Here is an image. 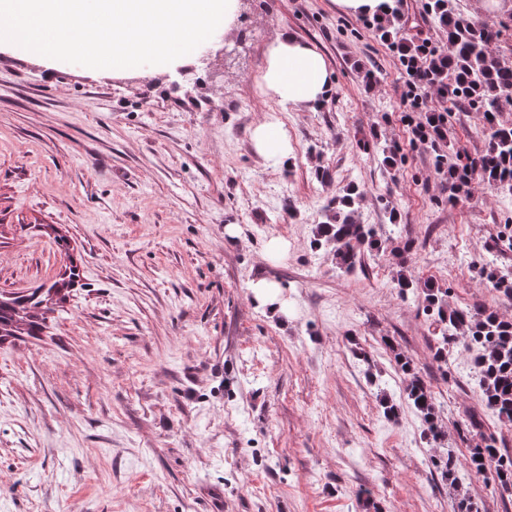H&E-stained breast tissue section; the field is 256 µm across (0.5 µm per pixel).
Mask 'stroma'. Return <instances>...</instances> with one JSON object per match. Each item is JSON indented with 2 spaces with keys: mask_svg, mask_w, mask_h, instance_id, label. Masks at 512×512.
Masks as SVG:
<instances>
[{
  "mask_svg": "<svg viewBox=\"0 0 512 512\" xmlns=\"http://www.w3.org/2000/svg\"><path fill=\"white\" fill-rule=\"evenodd\" d=\"M247 12L246 63L185 92L164 72L0 49V290L79 273L40 335L0 344V512H455L464 496L512 512L467 466L486 433L512 452V425L482 401L466 341L437 362L421 303L391 284L402 262L448 288L449 306L512 321V299L472 271L491 256L512 272V195L477 179L449 202L432 151L409 142L397 54L363 18L334 0ZM283 28L332 72L312 107L283 110L258 86ZM270 117L290 137L282 159L253 147ZM482 127L449 104L451 152L480 153ZM379 136L403 146L399 167L381 164ZM351 182L366 191L361 222L413 240L406 258L387 251L345 274L313 247L324 205ZM273 239L287 255L266 257ZM260 279L287 315L254 303ZM398 352L432 393L438 442L406 399ZM472 418L480 432L466 431ZM447 455L452 481L435 466Z\"/></svg>",
  "mask_w": 512,
  "mask_h": 512,
  "instance_id": "obj_1",
  "label": "stroma"
}]
</instances>
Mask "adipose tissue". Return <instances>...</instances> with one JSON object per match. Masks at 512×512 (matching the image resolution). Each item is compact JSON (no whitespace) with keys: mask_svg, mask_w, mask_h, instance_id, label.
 Wrapping results in <instances>:
<instances>
[{"mask_svg":"<svg viewBox=\"0 0 512 512\" xmlns=\"http://www.w3.org/2000/svg\"><path fill=\"white\" fill-rule=\"evenodd\" d=\"M331 83L323 55L312 44L285 30L277 31L259 76L261 89L272 92L286 109L317 102Z\"/></svg>","mask_w":512,"mask_h":512,"instance_id":"1","label":"adipose tissue"}]
</instances>
